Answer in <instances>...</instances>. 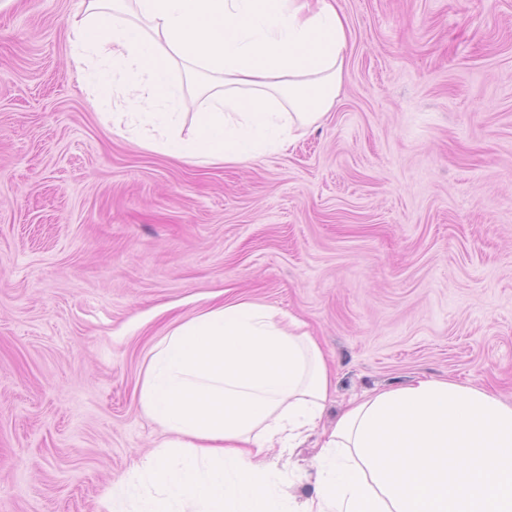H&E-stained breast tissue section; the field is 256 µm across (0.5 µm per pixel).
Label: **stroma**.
Masks as SVG:
<instances>
[{
	"label": "stroma",
	"instance_id": "obj_1",
	"mask_svg": "<svg viewBox=\"0 0 512 512\" xmlns=\"http://www.w3.org/2000/svg\"><path fill=\"white\" fill-rule=\"evenodd\" d=\"M333 113L192 164L114 133L67 65L81 0H0V512H107L165 438L172 327L245 298L316 336L332 427L419 379L512 401V0H338Z\"/></svg>",
	"mask_w": 512,
	"mask_h": 512
}]
</instances>
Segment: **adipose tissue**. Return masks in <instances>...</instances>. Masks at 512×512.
Listing matches in <instances>:
<instances>
[{"label": "adipose tissue", "instance_id": "adipose-tissue-1", "mask_svg": "<svg viewBox=\"0 0 512 512\" xmlns=\"http://www.w3.org/2000/svg\"><path fill=\"white\" fill-rule=\"evenodd\" d=\"M69 29L76 72L123 96L114 126L150 127V145L197 164L251 160L322 121L351 39L337 0H84ZM88 51L107 69L89 68ZM178 65L221 84L189 138L168 110ZM333 386L319 344L265 304L237 300L169 330L140 391L167 434L138 464L150 512H512V403L418 380L350 400L326 429ZM312 437L318 482L299 501L266 453Z\"/></svg>", "mask_w": 512, "mask_h": 512}]
</instances>
